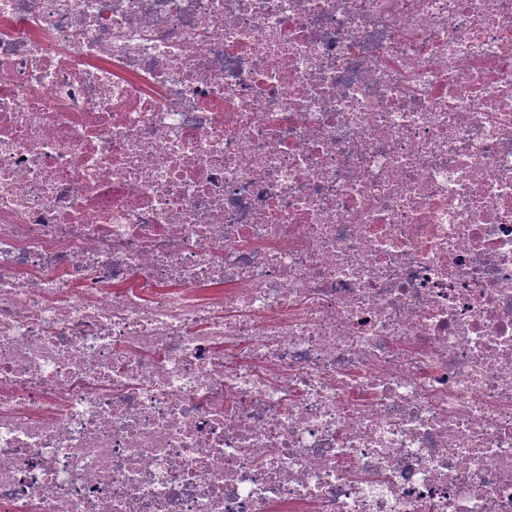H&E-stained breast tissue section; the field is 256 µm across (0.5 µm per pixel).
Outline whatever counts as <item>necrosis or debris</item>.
Segmentation results:
<instances>
[{
	"label": "necrosis or debris",
	"mask_w": 512,
	"mask_h": 512,
	"mask_svg": "<svg viewBox=\"0 0 512 512\" xmlns=\"http://www.w3.org/2000/svg\"><path fill=\"white\" fill-rule=\"evenodd\" d=\"M0 512H512V0H0Z\"/></svg>",
	"instance_id": "1"
}]
</instances>
